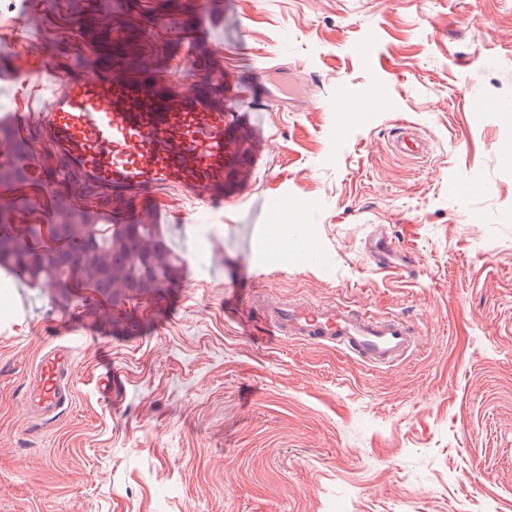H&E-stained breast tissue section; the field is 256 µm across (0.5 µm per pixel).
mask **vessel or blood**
Masks as SVG:
<instances>
[{
    "label": "vessel or blood",
    "mask_w": 512,
    "mask_h": 512,
    "mask_svg": "<svg viewBox=\"0 0 512 512\" xmlns=\"http://www.w3.org/2000/svg\"><path fill=\"white\" fill-rule=\"evenodd\" d=\"M27 54L41 59L40 70L21 68L18 77L26 85L53 88L54 95L38 111L14 113L11 123L32 134L34 145L48 146L64 159L58 181L74 179L79 187L108 191L116 224L126 223L132 210L146 209V198L163 191L223 204L226 177L240 162V150L228 137L236 115L224 109L223 69L197 60L192 45H185L183 54L204 75L196 87L183 86L165 70L126 53L75 72L44 63L42 48L28 47ZM392 148L417 158L428 145L409 126L400 129ZM146 211L156 218L155 210ZM367 252L380 272L402 278L412 270L411 256L383 227H374ZM248 306L262 312L267 334L333 347L369 367L392 366L415 348V328L400 316L304 299L271 302L255 294ZM74 358L73 345H59L35 366L27 396L45 420L56 418L73 400Z\"/></svg>",
    "instance_id": "obj_1"
}]
</instances>
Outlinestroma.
<instances>
[{"mask_svg": "<svg viewBox=\"0 0 512 512\" xmlns=\"http://www.w3.org/2000/svg\"><path fill=\"white\" fill-rule=\"evenodd\" d=\"M194 0H0V113L28 108L23 48L106 64L142 46L175 80ZM197 55L222 52L227 111L302 81L317 106L245 114L241 164L213 209L163 194L184 257L162 296L114 305L0 275V512H512V0H207ZM355 107L338 124L337 98ZM429 144L395 153L398 126ZM25 223L73 201L54 186ZM381 225L412 277L376 270ZM411 320L412 354L372 369L261 337L229 289ZM74 399L36 419L27 377L71 336ZM120 381L104 399L105 370Z\"/></svg>", "mask_w": 512, "mask_h": 512, "instance_id": "obj_1", "label": "stroma"}]
</instances>
